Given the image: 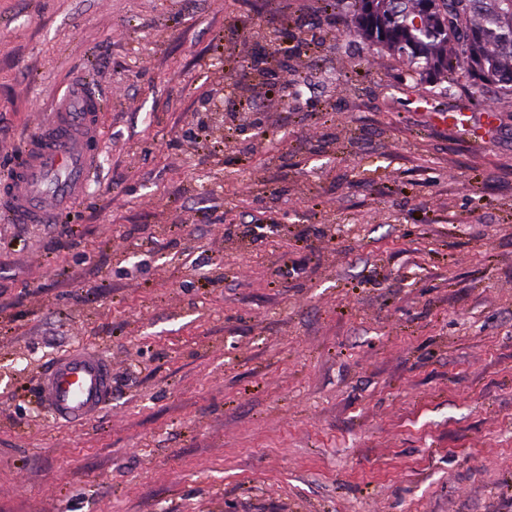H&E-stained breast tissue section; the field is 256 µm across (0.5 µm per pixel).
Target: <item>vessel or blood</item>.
Masks as SVG:
<instances>
[{
	"instance_id": "obj_1",
	"label": "vessel or blood",
	"mask_w": 512,
	"mask_h": 512,
	"mask_svg": "<svg viewBox=\"0 0 512 512\" xmlns=\"http://www.w3.org/2000/svg\"><path fill=\"white\" fill-rule=\"evenodd\" d=\"M101 105L86 82L73 81L50 118L29 137L11 175L0 183V213L14 224H52L89 186L98 163ZM112 396V364L88 350H74L42 375L39 397L57 419L79 425Z\"/></svg>"
}]
</instances>
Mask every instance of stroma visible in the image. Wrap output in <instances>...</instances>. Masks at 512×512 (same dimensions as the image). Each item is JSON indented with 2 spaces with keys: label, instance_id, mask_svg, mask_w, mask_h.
I'll return each mask as SVG.
<instances>
[{
  "label": "stroma",
  "instance_id": "35a3bbf8",
  "mask_svg": "<svg viewBox=\"0 0 512 512\" xmlns=\"http://www.w3.org/2000/svg\"><path fill=\"white\" fill-rule=\"evenodd\" d=\"M320 6L0 0V179L71 78L103 129L71 225L0 222V512H512V112L434 126ZM112 396V363L88 350H74L42 375L39 397L57 419L79 425L100 411Z\"/></svg>",
  "mask_w": 512,
  "mask_h": 512
}]
</instances>
